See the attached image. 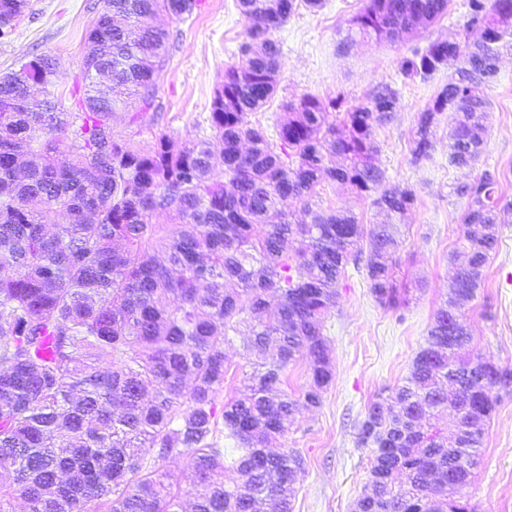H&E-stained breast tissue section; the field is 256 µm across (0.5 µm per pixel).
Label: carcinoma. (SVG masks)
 Segmentation results:
<instances>
[{
	"instance_id": "obj_1",
	"label": "carcinoma",
	"mask_w": 512,
	"mask_h": 512,
	"mask_svg": "<svg viewBox=\"0 0 512 512\" xmlns=\"http://www.w3.org/2000/svg\"><path fill=\"white\" fill-rule=\"evenodd\" d=\"M200 0H105L86 34L85 90L77 112L47 97L43 74L55 61L36 55L0 76V512H179L163 463L188 451L194 512H291L302 458L272 453L303 408L317 406L333 380L323 335L348 265L368 251L366 274L376 301L405 300L396 288L395 224H363L343 210L312 204L324 182L374 195V208L402 215L408 188L379 191L375 129L397 102L381 87L367 105L332 119L336 100L306 94L281 105L278 138L250 116L274 98L280 47L272 32L302 6L321 0H237L250 21L241 63L224 70L207 117L222 144L207 138L175 148L169 136L149 149L112 134L115 105H154L156 73L174 47L155 24L183 18ZM449 0H364L350 19L361 34L387 42L414 39L447 12ZM27 7L0 0V35ZM462 42L433 40L400 60L401 73L425 78L454 62L456 77L420 113L411 153L434 147L435 115L452 113L448 165L472 167L485 148L489 100L481 86L512 49V0H469ZM494 31L485 39L483 31ZM104 67L112 85L97 90L89 73ZM24 95L33 101L22 106ZM229 181L232 190L224 188ZM453 193L466 200L467 268L455 272L448 300L428 330L402 384L368 405L357 444L372 452L373 495L360 512H470L461 491L482 457L497 406L496 388L512 386V368L462 351L471 333L457 311L476 297L497 243L499 178L483 171ZM307 219L293 224L288 203ZM158 211L178 220L163 260L149 252ZM67 215L59 224L57 213ZM260 312L252 347L264 356L247 377L250 394L224 405L227 437L238 447L232 484L216 432V395L224 386V343ZM304 357L311 382L301 398L279 389L289 364ZM109 361L101 367L98 362ZM192 378V385L186 384ZM439 410L460 429L448 438L430 423ZM154 466L147 467V460ZM439 476L431 501L427 475Z\"/></svg>"
}]
</instances>
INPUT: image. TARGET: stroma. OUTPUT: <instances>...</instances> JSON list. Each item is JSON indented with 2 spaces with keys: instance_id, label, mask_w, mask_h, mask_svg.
Masks as SVG:
<instances>
[{
  "instance_id": "obj_1",
  "label": "stroma",
  "mask_w": 512,
  "mask_h": 512,
  "mask_svg": "<svg viewBox=\"0 0 512 512\" xmlns=\"http://www.w3.org/2000/svg\"><path fill=\"white\" fill-rule=\"evenodd\" d=\"M469 0H450L448 13L423 37L389 43L360 35L349 24L363 0H323L319 9H299L273 37L281 46L278 92L253 119L277 142L283 116L281 105L305 94L339 99L342 109L370 102L380 85H391L398 102L392 119L378 127L377 164L384 188H412L414 205L399 221L400 245L394 255L397 286L406 304L393 311L370 292L365 269L347 267L339 299L323 328L334 379L319 406L301 410L288 433L271 443L274 451L292 450L304 465L296 480L292 512H352L370 480L371 452L359 447L357 432L368 405L401 384L448 293L454 275L452 253L460 250L464 233L465 199L455 196V183L490 170L500 180L512 204V52L502 56L496 78L485 94L490 102L488 139L476 170L448 165L451 114L435 119V143L430 158L414 160L411 149L417 118L437 91L454 76L451 66L431 78H405L403 57L421 51L436 39H463ZM104 0H30L23 16L0 36V75L35 55L56 62L58 78L48 86L50 97L65 111L75 109L74 90L83 86L86 32ZM158 22L176 42L155 81L161 112L143 113L129 123L128 110L117 107L114 131L141 148L156 135L167 134L176 145L210 136L205 119L215 89L227 66L240 59L239 47L249 21L236 0H201L193 13ZM315 203L325 209L354 213L362 223L381 224L368 198L337 184L318 188ZM498 242L485 278L464 319L472 334L471 355L512 367V208L503 214ZM249 329L240 327L224 345L226 373L218 403L240 398L243 378L255 356ZM483 458L462 497L471 512H512V389L497 390Z\"/></svg>"
}]
</instances>
